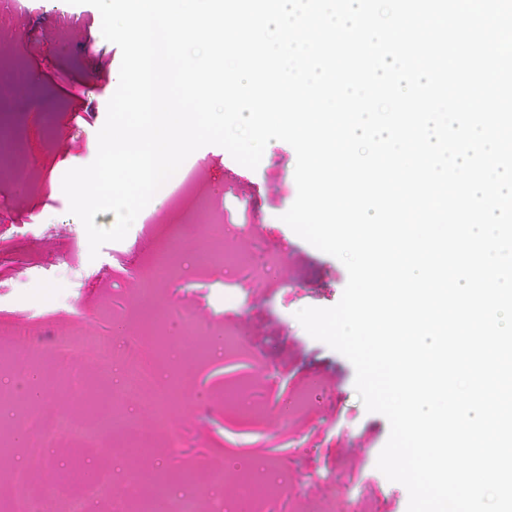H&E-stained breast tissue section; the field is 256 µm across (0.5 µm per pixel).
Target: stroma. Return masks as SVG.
Masks as SVG:
<instances>
[{
	"label": "stroma",
	"instance_id": "stroma-1",
	"mask_svg": "<svg viewBox=\"0 0 512 512\" xmlns=\"http://www.w3.org/2000/svg\"><path fill=\"white\" fill-rule=\"evenodd\" d=\"M41 5L0 14V37L13 42L19 68L39 75L43 88L11 96V108L20 111L22 100L34 97L53 120L52 129L28 130L27 176L40 189L30 190L0 163V238L21 239L17 254L0 261V316L23 325L21 335L0 337V379L15 380L26 395L0 414V433L12 442L0 457V512L15 494L9 474L25 457L31 395L45 418L69 416L95 432L90 445L75 433L51 436L52 471L30 481L37 512H62L65 498L81 493L88 512H117L135 493L151 490L157 475L166 476L167 488L154 512H171L184 470L194 474L199 512H320L326 505L338 512H407V488L376 467L390 434L387 418L366 410L352 363L311 337L296 317L307 307L336 305L348 273L282 219L297 196L294 148L271 141L254 169L221 146L199 148L189 160L206 197L223 208V223H192L194 207L168 200L153 208L155 224L133 223L123 240L90 257L81 221L50 181L94 160L122 54L104 39L94 6ZM60 7L73 18L64 27L50 21ZM213 237L249 256L250 265L207 262L202 251ZM174 242L176 273L156 276L158 256ZM32 254L55 257L54 275L34 279ZM149 276L153 287H143ZM187 313L210 337V355H199L194 338L183 335ZM157 316L167 323L169 341L159 375L177 385L162 418L144 407L140 393L123 387L125 364L152 343ZM61 318L79 333L111 337L114 348L106 376L88 366L86 354H75L74 367L85 373L77 398L51 357ZM228 328L240 342L232 351L224 348ZM106 414L115 415V426L101 427ZM219 467L227 477L214 488L210 475ZM104 471L112 481L102 487ZM245 472L263 475L268 499L244 494Z\"/></svg>",
	"mask_w": 512,
	"mask_h": 512
}]
</instances>
